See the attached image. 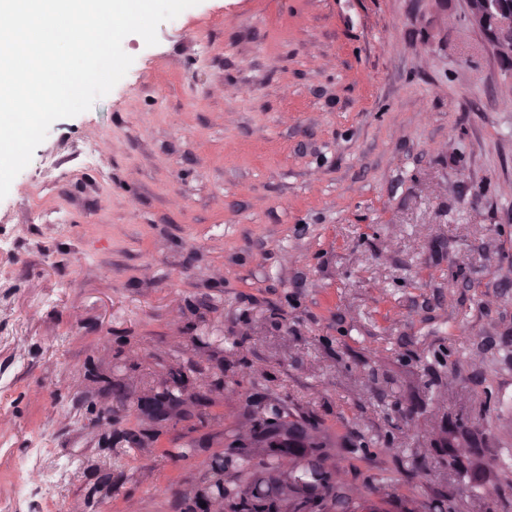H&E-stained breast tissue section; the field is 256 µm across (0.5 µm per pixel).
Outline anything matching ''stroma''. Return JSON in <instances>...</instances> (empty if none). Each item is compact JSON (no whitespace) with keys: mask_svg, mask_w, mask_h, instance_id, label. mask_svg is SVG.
Wrapping results in <instances>:
<instances>
[{"mask_svg":"<svg viewBox=\"0 0 512 512\" xmlns=\"http://www.w3.org/2000/svg\"><path fill=\"white\" fill-rule=\"evenodd\" d=\"M463 9L199 0L124 39L0 199V512H196L256 400L357 500L512 512V71Z\"/></svg>","mask_w":512,"mask_h":512,"instance_id":"obj_1","label":"stroma"}]
</instances>
